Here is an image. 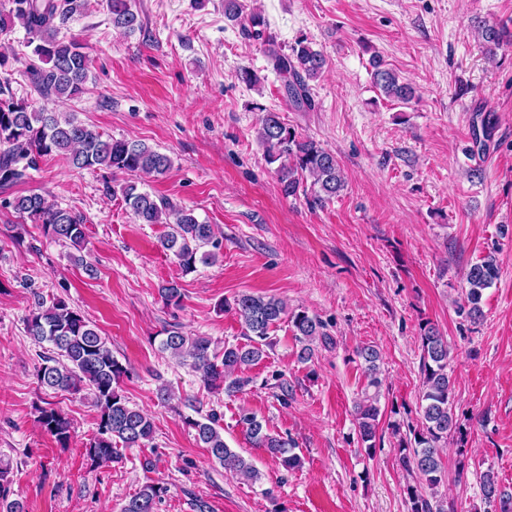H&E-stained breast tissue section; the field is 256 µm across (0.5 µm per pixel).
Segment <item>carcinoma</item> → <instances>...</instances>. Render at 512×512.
<instances>
[{
  "label": "carcinoma",
  "mask_w": 512,
  "mask_h": 512,
  "mask_svg": "<svg viewBox=\"0 0 512 512\" xmlns=\"http://www.w3.org/2000/svg\"><path fill=\"white\" fill-rule=\"evenodd\" d=\"M81 0H3L0 3V33L21 26L28 35V44L39 63L30 64L29 78L37 93L44 97L71 100L85 91L89 76V58L85 44L76 37L66 38L61 30L80 10ZM112 26L133 33L141 28L139 13L131 8V0H107ZM224 16L239 21L242 33L262 37L267 29L265 17L258 12L243 14L239 0H224ZM479 35L490 55L502 45H512V31L505 26L484 24ZM268 58L273 69L284 78L286 97L298 109L312 108L308 82L321 76L326 59L313 49L306 37L295 40L290 52L274 48ZM372 77L383 94L403 104L415 98V89L383 59L371 58ZM0 89V188L6 189L37 167L38 159L51 154L61 156L78 170L108 171L133 176L120 185L122 199L143 224H167L160 238L163 250L172 253L183 272H192L196 263L210 264L217 260L222 242L213 225L198 220L194 210L178 207L165 198H157L143 190L142 177L158 178L172 168L170 156L160 153L140 140L114 139L96 127L79 120L73 113L45 112L31 103L14 98H1ZM259 140L265 148L267 162L278 164L281 191L288 197L300 192L303 174L313 178L309 203L321 206L344 189V176L336 156L316 141L302 138L281 120L276 112H265L259 129ZM0 206L11 209L24 219L41 226L43 234L72 246L74 264L94 275L92 266L82 255L85 241L84 217L72 210L60 208L41 193L31 192L5 198ZM494 258L488 256L470 267L466 275L468 289L465 308L467 317L476 322L483 317L482 292L498 278ZM168 306H178L182 300L180 285L169 282L159 288ZM244 322L251 338L246 344H227L223 352L211 349L204 336H188L179 326L166 331L161 342L163 350L177 359L192 358L191 367L210 389H224L228 394L244 390L250 379L245 369L257 364L265 355L271 327L288 316L302 347L298 359L313 357L314 344L330 341L325 325L304 310L287 313L286 303L274 296L240 294L232 305ZM26 333L31 340L50 346L51 355L44 357L38 370L40 385L52 391H78L88 388L94 405L99 409V422L93 438L85 445L90 466H102L120 458V449L144 444L153 434V422L142 410L129 404L119 382L127 369L113 356L106 338L76 308L63 299L48 307L37 303V309L26 321ZM422 350L423 388L420 396L422 426L414 432L413 441L402 443L401 463L417 474L426 485L437 489L448 475L441 466L440 442L457 429L453 410L452 386L448 375L450 351L448 340L432 326H425L420 335ZM364 361L368 386L378 388V351L372 346L358 350ZM39 421L44 430L61 447L71 438V424L66 415L54 407H40ZM380 414L377 395L364 394L357 404L359 435L367 448H373ZM195 431L197 441L210 456L240 479L255 483L261 479L259 470L243 455L229 448L217 416L205 420L186 419ZM239 424L257 448L276 457L288 470L297 467L300 459L284 438L271 434L257 416L247 410L239 414ZM7 469L0 467V512H23L18 502L7 500ZM484 499L498 504V512H512V493L502 491L493 477L487 475L481 484ZM167 488L147 484L122 506L121 512H154L156 502ZM410 512H448V505L424 496L411 485L406 487Z\"/></svg>",
  "instance_id": "1"
}]
</instances>
